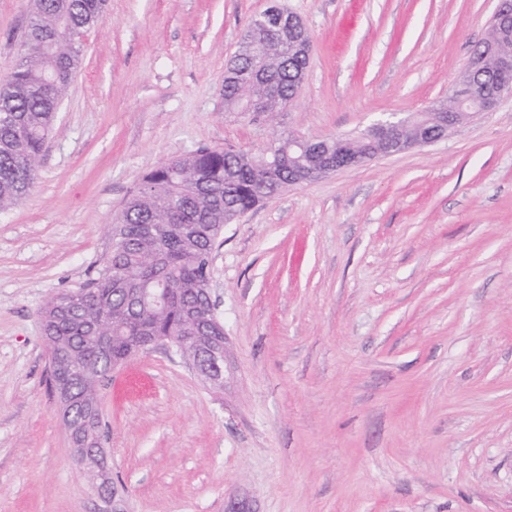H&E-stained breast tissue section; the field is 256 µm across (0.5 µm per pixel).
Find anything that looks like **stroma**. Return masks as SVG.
I'll return each mask as SVG.
<instances>
[{"mask_svg": "<svg viewBox=\"0 0 512 512\" xmlns=\"http://www.w3.org/2000/svg\"><path fill=\"white\" fill-rule=\"evenodd\" d=\"M312 54L275 123L224 107L269 0H109L31 192L0 215V512H100L39 311L86 288L142 176L206 147L351 136L447 99L497 0H279ZM31 0H0V80ZM224 385L157 347L99 388L128 512H512V97L448 139L225 225Z\"/></svg>", "mask_w": 512, "mask_h": 512, "instance_id": "35a3bbf8", "label": "stroma"}]
</instances>
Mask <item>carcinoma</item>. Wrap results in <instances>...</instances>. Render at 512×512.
Returning a JSON list of instances; mask_svg holds the SVG:
<instances>
[{"label":"carcinoma","instance_id":"carcinoma-1","mask_svg":"<svg viewBox=\"0 0 512 512\" xmlns=\"http://www.w3.org/2000/svg\"><path fill=\"white\" fill-rule=\"evenodd\" d=\"M107 0H40L30 15L24 48L0 84V213L35 184L39 159L81 63L84 34L100 22ZM238 68L224 90L231 103L254 88V65ZM266 81L286 98L299 94L300 62L268 45ZM288 169V135L257 154L204 148L172 158L144 175L112 225V251L89 288L52 296L40 310L54 382L68 394L62 417L84 448L102 436L99 387L112 359L133 357L132 340L160 336L179 356L205 365L224 356V323L214 321L208 288L211 255L230 213L243 215L272 198L268 175ZM78 467L107 498L118 485L104 455Z\"/></svg>","mask_w":512,"mask_h":512}]
</instances>
